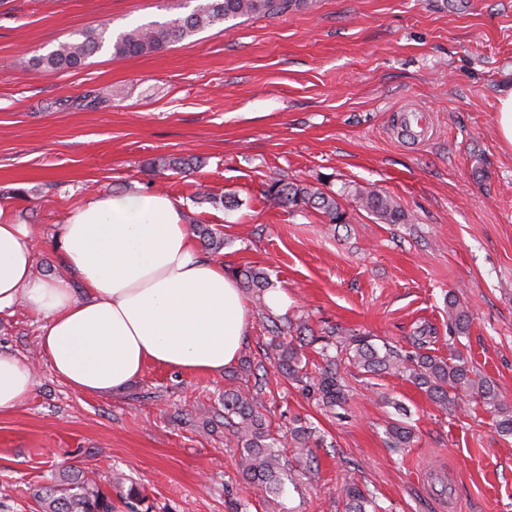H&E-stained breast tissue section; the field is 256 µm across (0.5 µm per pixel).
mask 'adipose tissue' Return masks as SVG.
<instances>
[{
  "label": "adipose tissue",
  "mask_w": 512,
  "mask_h": 512,
  "mask_svg": "<svg viewBox=\"0 0 512 512\" xmlns=\"http://www.w3.org/2000/svg\"><path fill=\"white\" fill-rule=\"evenodd\" d=\"M59 250L83 294L36 273L27 225L0 222V313L21 298L41 316V349L73 391L121 392L151 363L215 374L237 359L247 301L223 263L200 254L178 201L152 191L90 198L62 225ZM33 387L28 365L0 352V411Z\"/></svg>",
  "instance_id": "ef3b65f1"
}]
</instances>
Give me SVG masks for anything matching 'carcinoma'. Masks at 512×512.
<instances>
[{
  "instance_id": "cac0c4a2",
  "label": "carcinoma",
  "mask_w": 512,
  "mask_h": 512,
  "mask_svg": "<svg viewBox=\"0 0 512 512\" xmlns=\"http://www.w3.org/2000/svg\"><path fill=\"white\" fill-rule=\"evenodd\" d=\"M311 0H198L187 15H174L162 21L154 20L131 30L113 35L103 28L97 32L83 33L81 38L60 43L48 53L29 59L21 58L19 64L47 71H64L78 68L95 53L107 51L114 57L143 55L158 51L179 42L217 23L240 18H275L293 9L309 5ZM268 200L292 210L312 208L325 214L332 224L346 223V211L336 198L317 187L307 186L284 179L267 186ZM359 207L384 223L395 224L403 213L397 201L390 195L374 189L356 191ZM196 231L205 248L219 253L224 248V234L200 224ZM233 276L243 288L256 294L261 307H266L265 294L273 288L266 272L260 269H235ZM267 331L274 342V360L279 371L290 381L299 382L308 394L331 412L344 408L348 402V389L341 373L345 363H352L370 374L394 373L406 377L422 390L431 401L446 410L461 409L463 397L477 396L483 405L497 411V429L503 436L512 435V411L501 404V391L492 380L476 379L468 360L458 353L451 359L432 355L431 329L417 328L411 337L412 349L403 350L386 342L377 345L374 338L361 333L344 334L330 331L317 337L322 342L321 355L325 366L317 375L306 372L302 345L285 341L293 328L286 317H276L266 311ZM471 315L456 294L448 293V333L465 335ZM335 353H330V350ZM261 390L229 389L224 391V426L234 437L240 451V470L249 483L267 494L278 496L283 492L284 481H294L293 474L286 473L283 449H296V457L310 454V443L316 428L300 424L288 429L282 436L274 435L261 412ZM387 446L409 448L413 431L405 424L391 422L387 426ZM346 512H377L376 502L370 493L356 483L342 488ZM42 512H113L112 499L98 486L91 483L84 470L77 467L64 473L59 481L38 491Z\"/></svg>"
}]
</instances>
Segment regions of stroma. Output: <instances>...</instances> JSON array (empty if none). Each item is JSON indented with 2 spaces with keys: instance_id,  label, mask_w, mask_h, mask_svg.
Listing matches in <instances>:
<instances>
[{
  "instance_id": "stroma-1",
  "label": "stroma",
  "mask_w": 512,
  "mask_h": 512,
  "mask_svg": "<svg viewBox=\"0 0 512 512\" xmlns=\"http://www.w3.org/2000/svg\"><path fill=\"white\" fill-rule=\"evenodd\" d=\"M195 0H0V212L31 228L36 272L67 277L55 242L88 199L157 190L186 224L224 235L226 269L254 267L288 294L287 315L313 335L357 330L408 346L435 329V355L461 351L512 409V152L495 124L512 89V0H314L275 18L218 24L165 49L43 72L15 66L79 33L121 31ZM107 98L77 107L86 90ZM430 115L419 145L397 133L398 110ZM195 160L162 174L148 162ZM286 179L336 193L343 224L289 212L265 190ZM205 185L210 198L193 195ZM391 195L405 218L385 224L354 191ZM471 313L448 335V293ZM262 309L248 304L239 363L188 373L155 364L123 392L80 394L40 352L41 320L25 303L0 314V351L28 361L31 396L0 413V512H41L36 491L63 469H83L129 512L137 486L150 512H344L340 487L373 495L378 512H512V437L475 398L443 410L396 374L345 365L349 400L332 416L275 368L242 360L269 350ZM261 386L265 417L294 419L322 441L295 483L266 499L240 473L228 444L224 392ZM414 432L386 444L390 422Z\"/></svg>"
}]
</instances>
